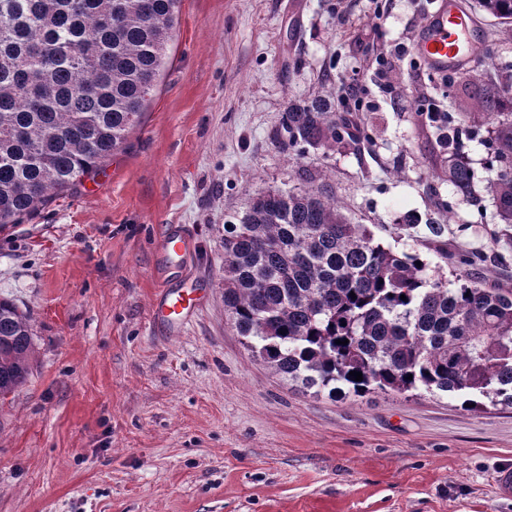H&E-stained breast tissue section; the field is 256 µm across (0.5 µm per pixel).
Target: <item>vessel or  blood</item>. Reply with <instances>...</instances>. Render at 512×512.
Listing matches in <instances>:
<instances>
[{
	"instance_id": "obj_1",
	"label": "vessel or blood",
	"mask_w": 512,
	"mask_h": 512,
	"mask_svg": "<svg viewBox=\"0 0 512 512\" xmlns=\"http://www.w3.org/2000/svg\"><path fill=\"white\" fill-rule=\"evenodd\" d=\"M482 49L476 17L462 0H439L413 43V54L429 71L446 74L468 66ZM191 250L190 238L178 227H168L161 238L157 264L169 271L184 264ZM190 309L183 287L162 281L153 302L151 322L164 335L180 334Z\"/></svg>"
}]
</instances>
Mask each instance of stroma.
<instances>
[{
    "label": "stroma",
    "mask_w": 512,
    "mask_h": 512,
    "mask_svg": "<svg viewBox=\"0 0 512 512\" xmlns=\"http://www.w3.org/2000/svg\"><path fill=\"white\" fill-rule=\"evenodd\" d=\"M433 0H181L163 78L104 171L37 215L0 227V297L31 316L33 372L0 401V512H512V408L412 390L330 398L296 387L224 312V224L249 197L305 184L396 250L438 264L426 221L453 202L449 259L512 289V227L491 196L453 198L415 124L420 91L465 112L463 93L412 46ZM480 68L512 40L479 15ZM389 68L403 98L371 82ZM366 79L373 154L283 150L290 105L325 79ZM418 217L408 228L402 221ZM192 237L179 275L195 300L180 335L150 322L169 225Z\"/></svg>",
    "instance_id": "35a3bbf8"
}]
</instances>
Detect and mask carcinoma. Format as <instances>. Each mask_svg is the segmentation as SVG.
<instances>
[{"label":"carcinoma","mask_w":512,"mask_h":512,"mask_svg":"<svg viewBox=\"0 0 512 512\" xmlns=\"http://www.w3.org/2000/svg\"><path fill=\"white\" fill-rule=\"evenodd\" d=\"M179 3L0 0V213L11 223L95 176L126 144L160 78ZM475 3L512 37V0ZM480 81L474 111L415 116L444 155L453 195L474 204L460 138L487 132V189L500 223L512 224V65ZM284 129L297 157L370 140L358 117L319 102L289 108ZM427 229L448 260L445 222ZM481 260L459 255L461 284L450 288L440 270L377 241L322 190H269L224 225V310L252 352L317 394L424 389L512 405V290L475 277ZM33 353L30 314L0 299V399L25 384Z\"/></svg>","instance_id":"1"}]
</instances>
